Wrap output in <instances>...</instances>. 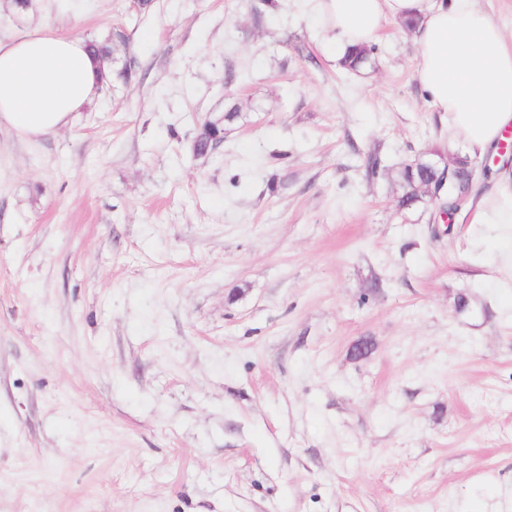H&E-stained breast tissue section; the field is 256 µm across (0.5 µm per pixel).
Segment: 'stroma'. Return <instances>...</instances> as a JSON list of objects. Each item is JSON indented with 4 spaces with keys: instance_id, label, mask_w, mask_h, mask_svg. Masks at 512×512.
I'll return each mask as SVG.
<instances>
[{
    "instance_id": "obj_1",
    "label": "stroma",
    "mask_w": 512,
    "mask_h": 512,
    "mask_svg": "<svg viewBox=\"0 0 512 512\" xmlns=\"http://www.w3.org/2000/svg\"><path fill=\"white\" fill-rule=\"evenodd\" d=\"M35 27L132 78L0 129V512H512V236L398 206L465 154L412 34L351 72L306 0H0ZM240 117L238 107L232 106L224 111L222 119L204 122L197 131L193 140V152L196 156H205L211 149L216 138L224 136V126L234 123ZM196 145V147H194Z\"/></svg>"
}]
</instances>
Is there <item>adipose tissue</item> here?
<instances>
[{"label": "adipose tissue", "mask_w": 512, "mask_h": 512, "mask_svg": "<svg viewBox=\"0 0 512 512\" xmlns=\"http://www.w3.org/2000/svg\"><path fill=\"white\" fill-rule=\"evenodd\" d=\"M334 59L371 45L390 19L415 20L419 80L467 153L492 150L512 125V39L479 0H313ZM105 86L84 38L33 28L0 39V127L36 139L66 127ZM473 223L512 225V169L495 196L480 200Z\"/></svg>", "instance_id": "adipose-tissue-1"}]
</instances>
